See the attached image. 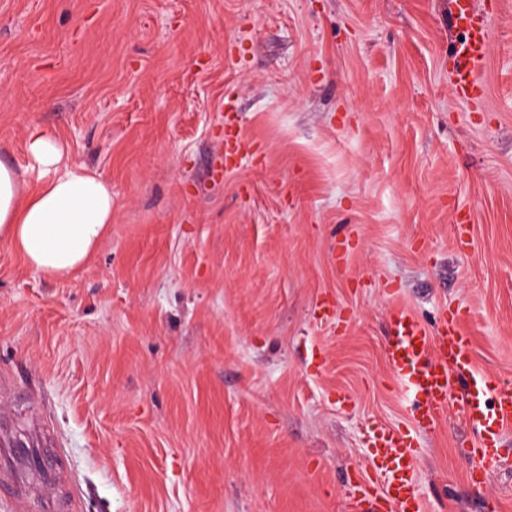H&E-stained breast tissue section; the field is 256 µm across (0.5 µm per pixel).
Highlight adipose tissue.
<instances>
[{
    "mask_svg": "<svg viewBox=\"0 0 512 512\" xmlns=\"http://www.w3.org/2000/svg\"><path fill=\"white\" fill-rule=\"evenodd\" d=\"M28 152L44 178L27 191L19 172L0 162V241L31 268L67 276L92 257L112 222V186L100 175L64 163L63 146L32 126Z\"/></svg>",
    "mask_w": 512,
    "mask_h": 512,
    "instance_id": "adipose-tissue-1",
    "label": "adipose tissue"
}]
</instances>
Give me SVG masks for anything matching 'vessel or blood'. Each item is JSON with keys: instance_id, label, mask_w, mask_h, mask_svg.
Returning a JSON list of instances; mask_svg holds the SVG:
<instances>
[{"instance_id": "vessel-or-blood-1", "label": "vessel or blood", "mask_w": 512, "mask_h": 512, "mask_svg": "<svg viewBox=\"0 0 512 512\" xmlns=\"http://www.w3.org/2000/svg\"><path fill=\"white\" fill-rule=\"evenodd\" d=\"M449 20L451 27L463 34L455 52L454 93L460 100L478 101L482 88L475 68L490 41L486 20L475 9L474 0H450ZM466 316L465 309H446L437 325L430 328L407 311L392 310L386 360L395 378L403 381L414 397L413 428L435 430L446 416L454 383L465 381L462 412L475 439L469 473L472 482L482 486L500 466L495 446L503 428L512 424V388L501 389L493 403H486L485 382L472 368L470 339L462 329ZM411 430L380 426L370 431L368 467L379 486L374 489L353 481L351 512L370 496L376 501L377 512H423L415 482L418 455ZM25 459L24 449L0 448V483L19 478Z\"/></svg>"}]
</instances>
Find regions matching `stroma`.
Instances as JSON below:
<instances>
[{
	"label": "stroma",
	"instance_id": "1",
	"mask_svg": "<svg viewBox=\"0 0 512 512\" xmlns=\"http://www.w3.org/2000/svg\"><path fill=\"white\" fill-rule=\"evenodd\" d=\"M475 6L477 112L448 0H0V161L36 187V124L112 185L78 273L0 242V436L55 473L21 477L27 512H350L368 428L412 424L395 308L469 309L512 382V0ZM229 102L254 151L227 170ZM415 441L424 512H512V426L482 491L457 397ZM449 20L455 31L463 33L454 56L457 64L452 72L453 90L458 99L476 102L481 99L482 88L475 68L486 53L490 32L484 16L474 8L473 0H451Z\"/></svg>",
	"mask_w": 512,
	"mask_h": 512
}]
</instances>
